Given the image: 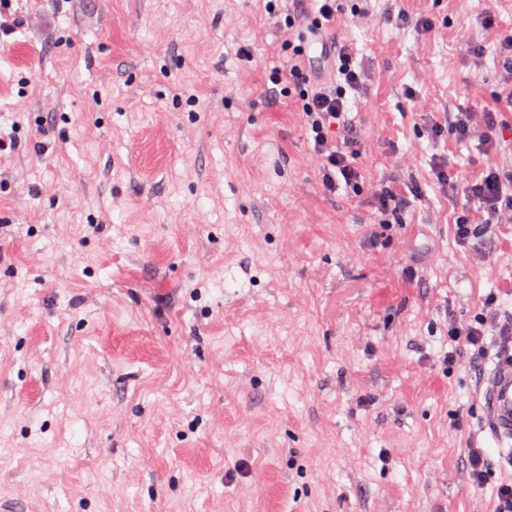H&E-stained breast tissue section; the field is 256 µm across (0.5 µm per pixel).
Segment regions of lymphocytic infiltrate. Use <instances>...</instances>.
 I'll list each match as a JSON object with an SVG mask.
<instances>
[{
  "instance_id": "obj_1",
  "label": "lymphocytic infiltrate",
  "mask_w": 512,
  "mask_h": 512,
  "mask_svg": "<svg viewBox=\"0 0 512 512\" xmlns=\"http://www.w3.org/2000/svg\"><path fill=\"white\" fill-rule=\"evenodd\" d=\"M294 0H265L264 10L287 31L290 57L283 67L272 68L269 81L293 96L303 118L312 151L319 158V184L327 195L338 191L352 194L363 189L362 151L347 112L348 93L358 91L363 76L354 64L352 46L335 38L328 47L332 57L333 83L315 80L305 64L304 28L294 14ZM500 112L450 113L446 125H435L436 135L448 134L474 139L480 150L500 158L482 176L463 184L465 194L477 204L475 214L460 216L454 226L459 246H467L478 229L496 224H512V136H504ZM446 333L451 344L439 358L451 367L467 360L482 367L490 349L512 354V311L503 310L496 296H488L483 309L473 318L449 316Z\"/></svg>"
}]
</instances>
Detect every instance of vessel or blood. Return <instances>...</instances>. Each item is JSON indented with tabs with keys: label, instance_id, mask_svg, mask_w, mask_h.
Listing matches in <instances>:
<instances>
[{
	"label": "vessel or blood",
	"instance_id": "1",
	"mask_svg": "<svg viewBox=\"0 0 512 512\" xmlns=\"http://www.w3.org/2000/svg\"><path fill=\"white\" fill-rule=\"evenodd\" d=\"M482 425L492 437L512 444V361L494 364L479 390Z\"/></svg>",
	"mask_w": 512,
	"mask_h": 512
}]
</instances>
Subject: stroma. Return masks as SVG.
<instances>
[{
    "label": "stroma",
    "mask_w": 512,
    "mask_h": 512,
    "mask_svg": "<svg viewBox=\"0 0 512 512\" xmlns=\"http://www.w3.org/2000/svg\"><path fill=\"white\" fill-rule=\"evenodd\" d=\"M356 6L353 199L269 98L288 53L262 0L0 8V512H490L505 470H463L468 439L500 451L480 378L434 358L447 314L512 310V227L479 264L456 244L474 203L432 168L497 157L431 128L499 106L512 0ZM414 182L369 247L372 188Z\"/></svg>",
    "instance_id": "35a3bbf8"
}]
</instances>
